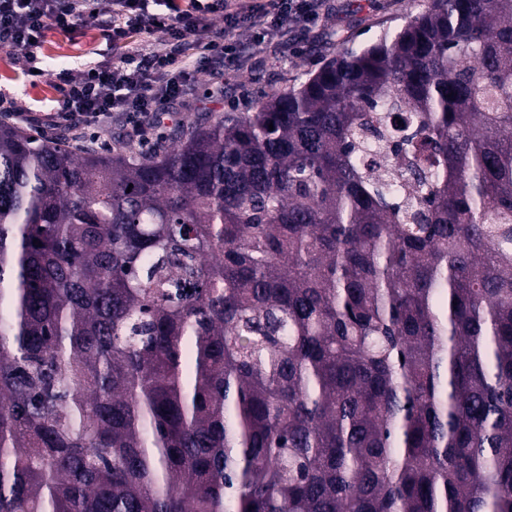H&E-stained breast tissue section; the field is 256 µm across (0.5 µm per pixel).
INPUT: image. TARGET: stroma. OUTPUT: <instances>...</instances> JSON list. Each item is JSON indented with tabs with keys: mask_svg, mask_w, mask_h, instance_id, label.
<instances>
[{
	"mask_svg": "<svg viewBox=\"0 0 512 512\" xmlns=\"http://www.w3.org/2000/svg\"><path fill=\"white\" fill-rule=\"evenodd\" d=\"M427 3L428 0H332L329 11L306 31L298 56H284L271 43L258 55L250 71L195 74L193 87L174 112L164 115L145 140L127 138L128 145L133 152L148 153L166 145L170 130L190 124L200 113L217 116L254 111L272 89L304 82L342 50L373 44L381 32L401 28L411 17L424 11ZM95 8L96 17L80 21L73 33H49L37 50L46 64L44 76L37 81H30L18 66L23 49L0 48V100L26 111L29 119L24 122V129L40 131L50 138L62 133L73 144L91 138L97 147L110 151L118 147L120 137H127L121 119H113L111 127L95 138L90 131L79 127L60 128L47 117L61 99L56 78L59 71L76 76L87 63L112 60V46L101 31L102 22L109 18L111 4L109 0H96Z\"/></svg>",
	"mask_w": 512,
	"mask_h": 512,
	"instance_id": "obj_1",
	"label": "stroma"
}]
</instances>
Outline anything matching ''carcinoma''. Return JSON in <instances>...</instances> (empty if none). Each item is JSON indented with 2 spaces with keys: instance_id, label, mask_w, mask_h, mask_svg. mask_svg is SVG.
<instances>
[{
  "instance_id": "1",
  "label": "carcinoma",
  "mask_w": 512,
  "mask_h": 512,
  "mask_svg": "<svg viewBox=\"0 0 512 512\" xmlns=\"http://www.w3.org/2000/svg\"><path fill=\"white\" fill-rule=\"evenodd\" d=\"M0 512H512V0L160 153L0 119Z\"/></svg>"
}]
</instances>
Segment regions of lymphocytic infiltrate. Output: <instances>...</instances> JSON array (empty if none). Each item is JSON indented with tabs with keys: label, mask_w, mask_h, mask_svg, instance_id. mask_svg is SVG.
Segmentation results:
<instances>
[{
	"label": "lymphocytic infiltrate",
	"mask_w": 512,
	"mask_h": 512,
	"mask_svg": "<svg viewBox=\"0 0 512 512\" xmlns=\"http://www.w3.org/2000/svg\"><path fill=\"white\" fill-rule=\"evenodd\" d=\"M86 0H0V46L24 48L27 72H34L48 31L72 33L85 16ZM163 12L149 11L147 0H112V20L106 37L117 54L111 64H90L80 76H58L62 106L55 121L69 126L103 127L120 116L129 135L143 137L152 120L179 103L189 91L195 73L214 71L216 64L232 63L235 71L249 67L269 36L281 48L297 40L298 31L317 23L323 0H164ZM221 25L223 39L213 27ZM153 35L163 30L164 44L125 53L131 30ZM255 36L243 51L241 32ZM197 38L195 57L183 52L187 35Z\"/></svg>",
	"instance_id": "obj_1"
}]
</instances>
